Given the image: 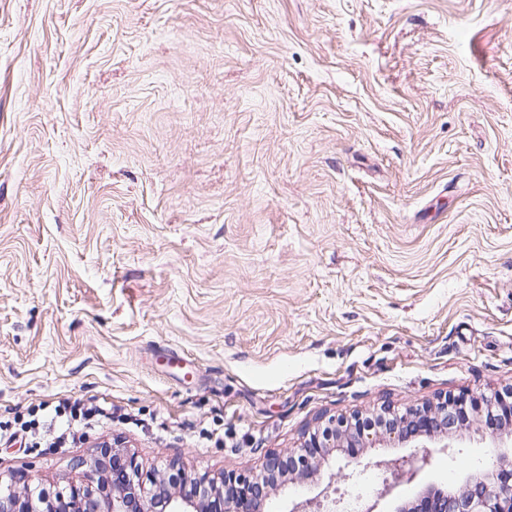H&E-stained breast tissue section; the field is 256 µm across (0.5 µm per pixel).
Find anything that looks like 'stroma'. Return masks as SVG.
Instances as JSON below:
<instances>
[{
	"instance_id": "stroma-1",
	"label": "stroma",
	"mask_w": 512,
	"mask_h": 512,
	"mask_svg": "<svg viewBox=\"0 0 512 512\" xmlns=\"http://www.w3.org/2000/svg\"><path fill=\"white\" fill-rule=\"evenodd\" d=\"M512 386V0H0V425L84 395L52 491L121 440L258 473L321 417ZM425 481L494 450L480 419ZM334 451L269 512L333 485Z\"/></svg>"
}]
</instances>
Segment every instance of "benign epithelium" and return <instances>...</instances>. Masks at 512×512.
<instances>
[{
	"label": "benign epithelium",
	"instance_id": "obj_1",
	"mask_svg": "<svg viewBox=\"0 0 512 512\" xmlns=\"http://www.w3.org/2000/svg\"><path fill=\"white\" fill-rule=\"evenodd\" d=\"M468 404L464 396L449 395L431 408L408 409L422 418L412 431L400 424L362 436L363 442L385 437L401 447L422 449L373 462L384 472V479L366 512H512V432L498 429L489 433L497 448L492 462L482 472L466 474L460 488L426 485L411 499L394 494L399 484L413 482L430 465L431 449L450 453L457 447L461 439L457 413ZM346 422L345 418H330L308 432L298 450L267 457L260 477L228 472L220 484L204 474L189 475L176 463L168 467V482L161 483L144 475L137 458L128 454L124 455V478L116 482L110 476L114 448L102 444L83 479L61 491L29 485L19 491L0 478V512H265L267 488L280 477L283 467L301 480L311 478L317 472V461L309 449L335 442L336 436L345 433ZM176 484L192 485L196 493L171 491ZM340 504L323 490L313 498L292 501L286 512H340Z\"/></svg>",
	"mask_w": 512,
	"mask_h": 512
}]
</instances>
